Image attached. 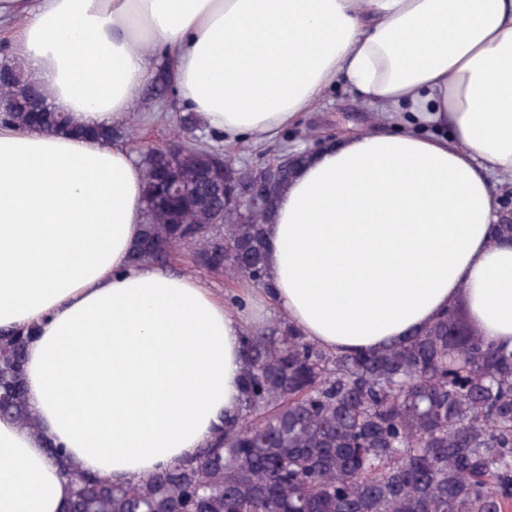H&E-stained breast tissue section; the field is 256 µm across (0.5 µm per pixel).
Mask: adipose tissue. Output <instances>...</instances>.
Wrapping results in <instances>:
<instances>
[{"mask_svg":"<svg viewBox=\"0 0 512 512\" xmlns=\"http://www.w3.org/2000/svg\"><path fill=\"white\" fill-rule=\"evenodd\" d=\"M56 111L124 123L156 66L225 142L273 138L346 83L383 113L311 156L265 227L271 290L228 301L131 261L142 171L122 142L0 123V329H27L31 434L0 417V512H63L49 456L133 480L232 415L243 338L276 309L335 353L421 332L466 299L512 350V0H0Z\"/></svg>","mask_w":512,"mask_h":512,"instance_id":"adipose-tissue-1","label":"adipose tissue"}]
</instances>
